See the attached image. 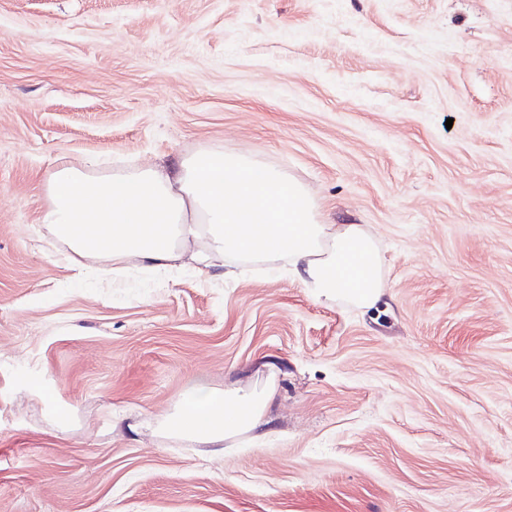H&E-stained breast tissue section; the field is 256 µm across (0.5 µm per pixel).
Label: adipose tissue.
I'll use <instances>...</instances> for the list:
<instances>
[{"mask_svg": "<svg viewBox=\"0 0 512 512\" xmlns=\"http://www.w3.org/2000/svg\"><path fill=\"white\" fill-rule=\"evenodd\" d=\"M41 221L73 254L80 274L107 275L137 261L151 271L190 270L221 256L291 261L319 301L369 309L384 289L381 257L357 224H326L297 179L247 154L202 150L162 165L105 173L97 159L61 165L46 180ZM274 386L239 393L198 384L166 427L221 447L267 424Z\"/></svg>", "mask_w": 512, "mask_h": 512, "instance_id": "obj_1", "label": "adipose tissue"}]
</instances>
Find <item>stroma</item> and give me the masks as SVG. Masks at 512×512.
I'll list each match as a JSON object with an SVG mask.
<instances>
[{
  "instance_id": "stroma-1",
  "label": "stroma",
  "mask_w": 512,
  "mask_h": 512,
  "mask_svg": "<svg viewBox=\"0 0 512 512\" xmlns=\"http://www.w3.org/2000/svg\"><path fill=\"white\" fill-rule=\"evenodd\" d=\"M200 150L363 225L380 303L47 253L57 165ZM196 379L269 425L171 435ZM0 512H512V0H0Z\"/></svg>"
}]
</instances>
